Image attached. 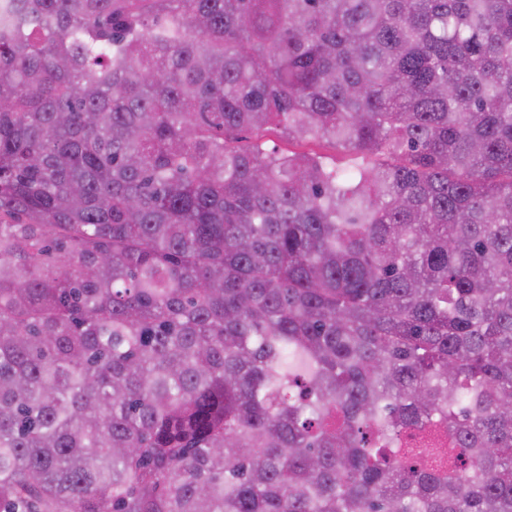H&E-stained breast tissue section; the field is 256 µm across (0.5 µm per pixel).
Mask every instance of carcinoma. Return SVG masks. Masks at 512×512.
<instances>
[{"label":"carcinoma","mask_w":512,"mask_h":512,"mask_svg":"<svg viewBox=\"0 0 512 512\" xmlns=\"http://www.w3.org/2000/svg\"><path fill=\"white\" fill-rule=\"evenodd\" d=\"M0 512H512V0H0Z\"/></svg>","instance_id":"carcinoma-1"}]
</instances>
